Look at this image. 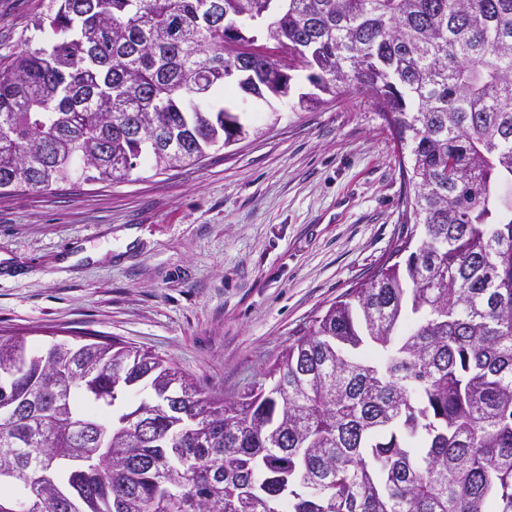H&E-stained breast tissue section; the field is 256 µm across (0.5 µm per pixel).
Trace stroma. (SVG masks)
Listing matches in <instances>:
<instances>
[{"label":"stroma","instance_id":"1","mask_svg":"<svg viewBox=\"0 0 512 512\" xmlns=\"http://www.w3.org/2000/svg\"><path fill=\"white\" fill-rule=\"evenodd\" d=\"M49 0H0V62L41 47ZM278 114L197 164L0 197V334L87 336L237 399L395 246L404 197L364 92Z\"/></svg>","mask_w":512,"mask_h":512}]
</instances>
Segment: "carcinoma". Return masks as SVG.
<instances>
[{
    "label": "carcinoma",
    "mask_w": 512,
    "mask_h": 512,
    "mask_svg": "<svg viewBox=\"0 0 512 512\" xmlns=\"http://www.w3.org/2000/svg\"><path fill=\"white\" fill-rule=\"evenodd\" d=\"M52 3L49 44L0 69L1 196L259 133L218 99L294 95L224 55L259 32L306 52L293 107L371 95L424 236L399 234L238 399L116 342L0 336V512H512V0Z\"/></svg>",
    "instance_id": "carcinoma-1"
}]
</instances>
